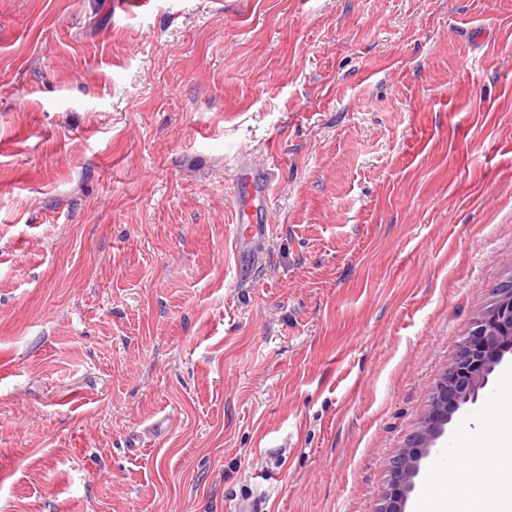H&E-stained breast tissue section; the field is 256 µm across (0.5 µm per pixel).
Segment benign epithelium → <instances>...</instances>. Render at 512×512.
Returning <instances> with one entry per match:
<instances>
[{"label":"benign epithelium","instance_id":"7a95c632","mask_svg":"<svg viewBox=\"0 0 512 512\" xmlns=\"http://www.w3.org/2000/svg\"><path fill=\"white\" fill-rule=\"evenodd\" d=\"M512 360V336H494L480 319L473 323L437 388L433 411L434 422H426L410 447L398 453L390 463L388 490L378 512H405L408 494L420 471L421 460L427 457L437 440L446 432L453 416L479 399L489 383L490 375L507 360Z\"/></svg>","mask_w":512,"mask_h":512}]
</instances>
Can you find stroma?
<instances>
[{"label": "stroma", "mask_w": 512, "mask_h": 512, "mask_svg": "<svg viewBox=\"0 0 512 512\" xmlns=\"http://www.w3.org/2000/svg\"><path fill=\"white\" fill-rule=\"evenodd\" d=\"M510 278L512 0H0V512H377ZM236 209L233 222V247L240 256L239 273L243 259L252 258L256 240L263 239L272 225L269 223L273 203L272 186L266 172L247 165L238 167Z\"/></svg>", "instance_id": "35a3bbf8"}]
</instances>
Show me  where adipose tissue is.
Here are the masks:
<instances>
[{
  "label": "adipose tissue",
  "instance_id": "1",
  "mask_svg": "<svg viewBox=\"0 0 512 512\" xmlns=\"http://www.w3.org/2000/svg\"><path fill=\"white\" fill-rule=\"evenodd\" d=\"M490 428L463 432L459 447L471 449L462 469L435 468L421 512H512V370L502 376Z\"/></svg>",
  "mask_w": 512,
  "mask_h": 512
}]
</instances>
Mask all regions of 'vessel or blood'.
Listing matches in <instances>:
<instances>
[{"label": "vessel or blood", "instance_id": "obj_1", "mask_svg": "<svg viewBox=\"0 0 512 512\" xmlns=\"http://www.w3.org/2000/svg\"><path fill=\"white\" fill-rule=\"evenodd\" d=\"M237 176L233 247L240 258L248 259L256 240L271 230L272 186L266 172L259 168L240 166Z\"/></svg>", "mask_w": 512, "mask_h": 512}]
</instances>
